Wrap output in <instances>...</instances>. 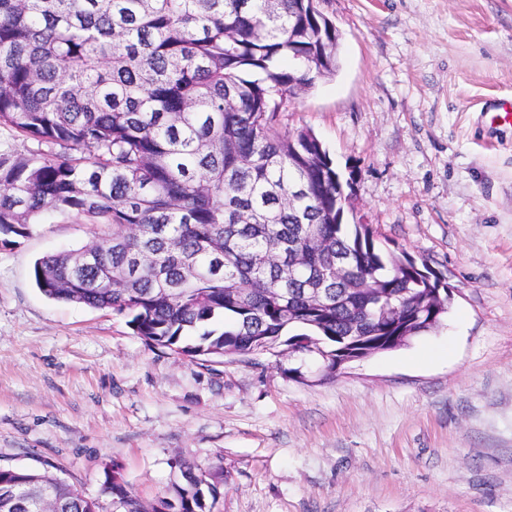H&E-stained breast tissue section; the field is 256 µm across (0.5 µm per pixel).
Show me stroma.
Here are the masks:
<instances>
[{
  "mask_svg": "<svg viewBox=\"0 0 512 512\" xmlns=\"http://www.w3.org/2000/svg\"><path fill=\"white\" fill-rule=\"evenodd\" d=\"M334 75L279 127L353 174L356 222L452 288L443 325L289 379L275 357L189 359L126 316L45 298L35 260L95 235L57 214L0 248V467L143 501L185 460L222 467L216 512H512V0H320Z\"/></svg>",
  "mask_w": 512,
  "mask_h": 512,
  "instance_id": "35a3bbf8",
  "label": "stroma"
}]
</instances>
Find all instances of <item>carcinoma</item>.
<instances>
[{"instance_id": "carcinoma-1", "label": "carcinoma", "mask_w": 512, "mask_h": 512, "mask_svg": "<svg viewBox=\"0 0 512 512\" xmlns=\"http://www.w3.org/2000/svg\"><path fill=\"white\" fill-rule=\"evenodd\" d=\"M301 0H0V129L37 143L0 153V245L54 212L99 228L91 246L33 264L47 298L129 317L146 343L199 356L278 357L316 348L325 379L356 351L402 348L438 328L446 278L383 251L349 222L340 173L314 132L281 133L297 83L336 37ZM351 258L329 299L303 297L310 272ZM391 303L390 314L381 304ZM151 504L115 465L101 490L117 512H214L176 461ZM14 512H105L47 471L0 468Z\"/></svg>"}]
</instances>
